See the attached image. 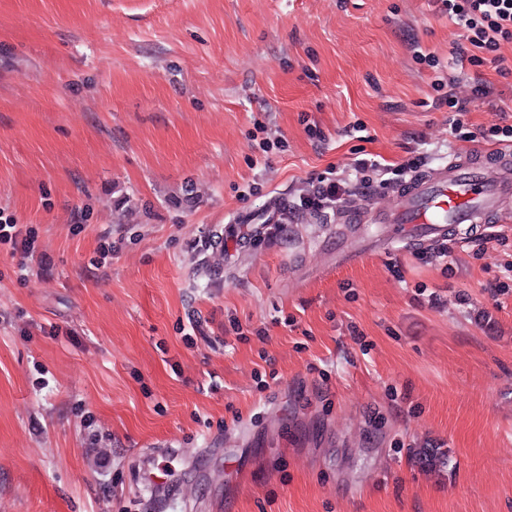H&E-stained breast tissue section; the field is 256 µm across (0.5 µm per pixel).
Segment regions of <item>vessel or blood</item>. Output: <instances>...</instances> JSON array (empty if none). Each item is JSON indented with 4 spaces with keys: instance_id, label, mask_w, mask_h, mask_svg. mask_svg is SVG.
Here are the masks:
<instances>
[{
    "instance_id": "1",
    "label": "vessel or blood",
    "mask_w": 512,
    "mask_h": 512,
    "mask_svg": "<svg viewBox=\"0 0 512 512\" xmlns=\"http://www.w3.org/2000/svg\"><path fill=\"white\" fill-rule=\"evenodd\" d=\"M512 218V146L491 156L472 150L448 165L412 178L383 206L363 204L336 215L339 224L359 233L376 224L389 240L409 239L423 246L447 242L451 229L489 226Z\"/></svg>"
}]
</instances>
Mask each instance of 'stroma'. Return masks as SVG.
Instances as JSON below:
<instances>
[{"label":"stroma","mask_w":512,"mask_h":512,"mask_svg":"<svg viewBox=\"0 0 512 512\" xmlns=\"http://www.w3.org/2000/svg\"><path fill=\"white\" fill-rule=\"evenodd\" d=\"M455 32L429 0H0V215L51 260L0 252V512H512V221L445 261L329 267L330 213L212 249L357 153L484 147L423 105L409 44L448 67ZM477 83L471 128L512 125V78ZM411 459L423 471L442 476L448 472V451L436 446L410 449Z\"/></svg>","instance_id":"obj_1"}]
</instances>
